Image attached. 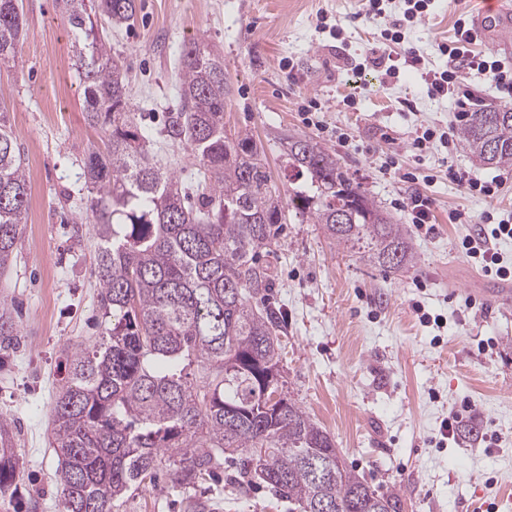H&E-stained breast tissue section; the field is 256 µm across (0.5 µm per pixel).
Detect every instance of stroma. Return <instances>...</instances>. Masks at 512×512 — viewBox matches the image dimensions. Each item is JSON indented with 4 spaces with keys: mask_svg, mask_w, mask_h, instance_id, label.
<instances>
[{
    "mask_svg": "<svg viewBox=\"0 0 512 512\" xmlns=\"http://www.w3.org/2000/svg\"><path fill=\"white\" fill-rule=\"evenodd\" d=\"M22 2V65L0 70L29 188L17 262L0 274V297L11 301L20 329L16 345L0 349V418L16 427L18 459L0 512H59L51 409L67 376L65 350L102 332L84 159L104 150L105 138L84 121L72 30L58 0ZM468 3L432 0L429 18L416 23L404 20L401 0H390L382 18L367 16L366 0H137L134 18L110 34L129 79V109L150 132L180 108L176 63L183 45L198 41L224 60L227 128L263 143L275 182L285 181L279 137L290 132L335 153L398 223L409 222V196L430 200L434 232L410 233L414 270L366 264L330 245L319 225L294 218L280 248L261 259L272 285L254 299L284 317L288 397L335 439L347 467L375 489L398 492L397 512H512V303L491 298L498 280L453 249L465 229L450 221L458 210L476 219L510 211L512 191L491 201L449 180L452 165L483 180L494 172L440 141L414 158L416 130L446 129L459 105L428 95L420 71L387 72L407 46L426 68H446L438 46ZM393 20L405 44L389 51L380 33ZM360 63L366 71L353 76ZM312 101L313 125L304 119ZM403 169L415 181H401ZM469 295L483 311L465 310ZM418 304L442 326L421 324ZM487 340L493 349L479 352ZM464 400L474 409L473 433L441 442L442 420ZM485 434L497 436L496 445L486 447ZM235 474L225 464L222 481H206L196 496L212 512H289L287 499L258 481L238 484ZM185 497L161 475L112 512H184Z\"/></svg>",
    "mask_w": 512,
    "mask_h": 512,
    "instance_id": "stroma-1",
    "label": "stroma"
}]
</instances>
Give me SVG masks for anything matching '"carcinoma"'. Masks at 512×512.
I'll use <instances>...</instances> for the list:
<instances>
[{
  "instance_id": "cac0c4a2",
  "label": "carcinoma",
  "mask_w": 512,
  "mask_h": 512,
  "mask_svg": "<svg viewBox=\"0 0 512 512\" xmlns=\"http://www.w3.org/2000/svg\"><path fill=\"white\" fill-rule=\"evenodd\" d=\"M75 32L72 57L84 84L87 124L106 152L85 160L98 256L94 274L104 325L98 340L69 351V378L52 408L60 512H112L158 469L193 489L220 458L243 462L237 480L260 479L299 509L366 512L398 496L349 469L333 438L284 393L273 307L251 299L270 287L260 256L281 246L285 210L321 226L331 244L394 273L417 265L404 225L392 220L328 148L302 135L280 139L288 187L281 191L253 135L230 132L224 62L197 43L179 56L181 108L163 143L196 162L185 186L149 152L152 135L126 111L128 81L99 32L135 15L137 0H61ZM23 14L0 0V65L20 66ZM462 149L491 168H512V108L487 105L457 126ZM28 182L0 89V272L16 258ZM19 336L0 301V348ZM15 431L0 420V492L16 475ZM268 448L263 457L251 450Z\"/></svg>"
}]
</instances>
